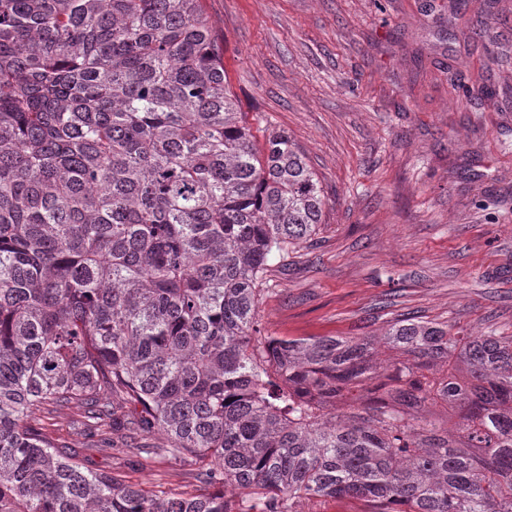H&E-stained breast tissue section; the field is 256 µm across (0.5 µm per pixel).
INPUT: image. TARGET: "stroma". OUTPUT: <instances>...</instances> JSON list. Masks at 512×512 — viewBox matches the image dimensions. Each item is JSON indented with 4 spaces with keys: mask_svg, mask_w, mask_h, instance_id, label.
<instances>
[{
    "mask_svg": "<svg viewBox=\"0 0 512 512\" xmlns=\"http://www.w3.org/2000/svg\"><path fill=\"white\" fill-rule=\"evenodd\" d=\"M253 127L301 147L326 200L261 294L265 336H377L400 317L512 334V0H204ZM47 421L94 471L192 489L200 467Z\"/></svg>",
    "mask_w": 512,
    "mask_h": 512,
    "instance_id": "stroma-1",
    "label": "stroma"
}]
</instances>
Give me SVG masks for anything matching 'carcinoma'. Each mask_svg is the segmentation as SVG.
Here are the masks:
<instances>
[{
	"mask_svg": "<svg viewBox=\"0 0 512 512\" xmlns=\"http://www.w3.org/2000/svg\"><path fill=\"white\" fill-rule=\"evenodd\" d=\"M325 198L240 112L202 0H0V512H512V335L397 318L261 338ZM392 353L381 366L377 342ZM158 432L209 488L87 469L43 427ZM297 512H360L358 504L350 499L303 501L293 506Z\"/></svg>",
	"mask_w": 512,
	"mask_h": 512,
	"instance_id": "1",
	"label": "carcinoma"
}]
</instances>
